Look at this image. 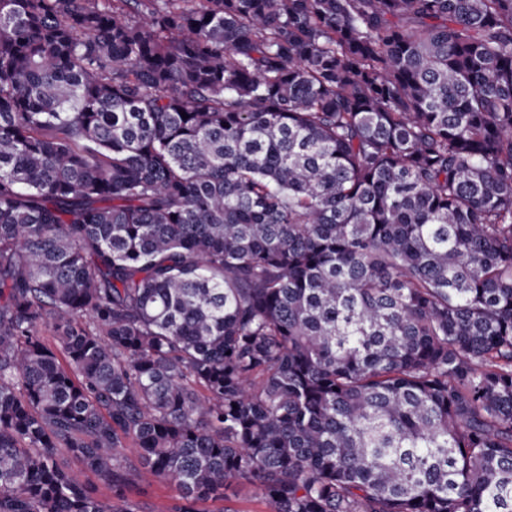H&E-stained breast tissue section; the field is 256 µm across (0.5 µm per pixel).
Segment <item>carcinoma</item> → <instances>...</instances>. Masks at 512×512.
<instances>
[{
	"mask_svg": "<svg viewBox=\"0 0 512 512\" xmlns=\"http://www.w3.org/2000/svg\"><path fill=\"white\" fill-rule=\"evenodd\" d=\"M156 481L512 512V0H0V512Z\"/></svg>",
	"mask_w": 512,
	"mask_h": 512,
	"instance_id": "carcinoma-1",
	"label": "carcinoma"
}]
</instances>
